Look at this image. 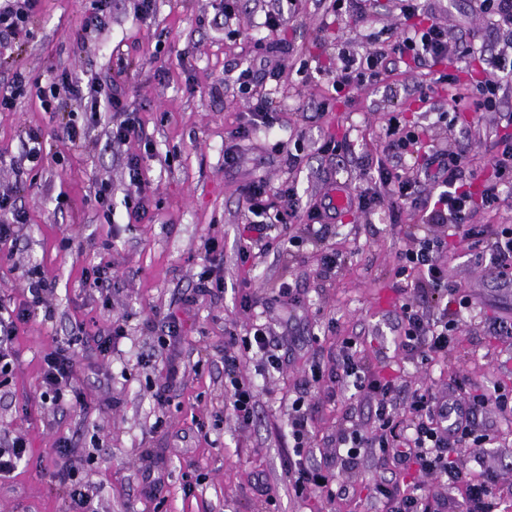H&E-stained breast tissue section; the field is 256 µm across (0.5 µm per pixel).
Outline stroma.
Returning a JSON list of instances; mask_svg holds the SVG:
<instances>
[{
  "instance_id": "stroma-1",
  "label": "stroma",
  "mask_w": 512,
  "mask_h": 512,
  "mask_svg": "<svg viewBox=\"0 0 512 512\" xmlns=\"http://www.w3.org/2000/svg\"><path fill=\"white\" fill-rule=\"evenodd\" d=\"M134 4L116 0L109 29L80 44L75 36L97 0H38L28 38L10 55L0 56V83L18 67L30 84L42 87L63 72L84 81L94 73L115 78L126 91V110L138 116L152 140L144 162L149 211L135 220L125 205L124 162L141 147L134 141L111 145L110 113L88 122L82 142L71 147L64 142L66 111H43L34 92L19 97L12 111L0 112V184L15 179L10 162L23 152L26 128H41L47 151L64 156L61 164L25 171L28 224L16 257L0 251V305L25 299L28 263L41 264L46 276L57 280L53 319L38 314L20 329L13 340L16 362L10 382L0 386V426L29 443L17 471L0 478V512H70L65 489L47 471L62 437L70 440L82 477L98 490L97 512H383L382 503L366 491L391 475V464L378 458L335 476V484L353 486L354 495L331 503L319 497L301 500L289 491L284 471L292 444L287 409L302 390L308 367L316 362L332 369L342 340L356 336L366 368L400 377L412 389L427 383L453 395L462 382L470 388L494 381L512 388V344L472 325L464 327L447 358L429 365L395 348V272L402 235L411 222L406 208L395 212L385 204L367 216L343 210L335 242L347 262L333 280L317 276L318 256L308 244L289 253L269 250L240 264L239 233L248 219L243 189L261 176L273 189L296 180L305 200L323 198L336 182L346 191L358 190L368 159L382 148L389 113H402L412 123L430 103L447 101V87L433 85L432 74L454 73L462 89L470 85L468 69L486 75V64L478 58L457 68L443 61L429 71L385 77L322 113L318 107L331 86L322 75L304 79L298 72L300 59L312 55L332 69L339 47L363 51L370 36L383 41L431 16L454 36L484 29L489 20L475 15L467 0H427L430 16L410 21L394 0H372L369 24L336 18L329 0H301V20L279 32L290 52L265 59L254 46L263 35L256 24L264 18L255 0H240L237 20L227 26L220 23V0H156L153 16L144 21L135 18ZM262 60L278 74L262 86L279 107L278 122L270 132L242 143L237 166L228 169L224 143L246 111L235 71ZM305 113L310 121H302ZM511 117L512 93L498 111L463 113L474 171L483 170L493 134ZM299 136L304 159L292 177L283 152ZM330 137L348 139L349 155L321 153L322 140ZM103 179L112 185L104 204L95 196ZM213 235L224 242V291L210 296L198 293L195 284L205 263L200 244ZM99 262L114 270L108 308L81 281L83 267ZM490 273L475 263L465 243H458L448 259L449 283L481 307L498 297ZM281 281L297 284L302 305L267 310L261 320L290 360L259 374L251 354L241 355L240 368L252 378L258 400L253 423L242 429L224 409L225 332L242 336L253 323L239 308L243 294L264 297ZM185 301L190 313L180 345V376L170 391L166 424L158 429L151 390L163 383L167 360L155 355L153 338L164 314ZM116 316L125 319L126 337L109 362L98 364L89 350L77 357L76 383L86 394L87 413L56 414L42 407L44 352L71 336L75 324L104 326ZM311 398L318 435L313 455L318 458L328 453L325 436L345 416L366 418L368 404L328 375L312 386ZM200 421L205 424L201 432L196 429ZM485 423L497 435L498 447L485 450L483 463L464 453L459 464L469 471L481 465L497 470L501 501L512 506V420L489 414ZM145 452L167 475L155 497L146 493L139 473ZM189 480L195 483L190 492L184 487ZM257 481L271 485L275 504L250 494Z\"/></svg>"
}]
</instances>
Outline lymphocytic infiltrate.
I'll return each instance as SVG.
<instances>
[{"mask_svg":"<svg viewBox=\"0 0 512 512\" xmlns=\"http://www.w3.org/2000/svg\"><path fill=\"white\" fill-rule=\"evenodd\" d=\"M36 5L37 0H0V47L11 45L27 32ZM477 7L493 19L490 41L496 53L493 71L478 83L471 108L495 112L505 93L512 90V0H477ZM477 38L474 32L465 38L453 36L446 26L433 22L403 29L394 42L385 46L373 45L360 53L339 49L340 64L332 88L342 98L377 79L390 65L402 63L418 68L430 62L460 61L474 54ZM265 79V74L249 67L236 78L239 93L250 96L251 102L243 123L230 133L224 146L226 167L237 165L240 142L248 140L258 126H270L275 121L277 109L272 99L253 93ZM36 96L47 112H57L69 101L82 103L93 115L103 110L111 112V143L122 145L135 138L142 141L144 150L152 148L137 116L126 111L121 88L113 81L95 77L84 83L62 73L48 86L37 87ZM427 134L426 128L407 127L389 118L371 182L352 196L350 203L364 215L385 202L410 209L414 222L404 233L397 270L400 282L395 287L399 344L408 354L432 359L447 356L462 332L463 313L474 309L471 296L448 283L449 238L487 243L489 266L495 277L504 286L512 285V224H492L479 232L472 227L479 210L499 208L501 185L512 183V137H499L498 149L489 160L495 178L476 193L464 179L468 142L451 136L438 144L429 141ZM416 152L423 155L420 169L399 168L402 154ZM23 190L19 180L0 188V247L16 245L28 222L27 212L19 203ZM244 199L250 219L243 227L239 246L241 262L253 259L255 245L278 235L292 246L305 237L321 248L318 277H330L341 267L342 254L326 245L331 227L330 209L325 203L302 206L296 187L289 185L274 192L261 176L246 186ZM27 291L25 303L7 309L0 317V386L7 383L13 370L12 340L19 327L30 321L33 308L49 304L52 289L38 268L28 271ZM273 343L271 330L264 323L253 325L242 337L228 334L224 341L225 397L239 427L252 424L257 401L253 383L240 371L235 350L243 348L257 361L275 367L279 361L271 351ZM75 364L76 351L70 340L57 343L42 357L40 399L52 411L80 413L86 408L85 397L76 384ZM336 369L337 383L349 382L366 391L372 427L367 430L354 423L340 429L329 439L334 449L332 457L322 464L312 462L314 407L304 397L294 399L288 411L293 455L287 458L286 468L296 497L330 500L348 495L347 486L333 487V470H353L365 458L381 456L392 458L395 470L391 478L374 484L371 495L390 504V512H447L452 490L461 494L460 512H499L494 492L496 475L487 470L463 472L457 457L466 451L480 455L491 443L490 434L479 427V418L493 411L511 419L512 393L498 386L491 390L477 388L450 401L425 385L402 394L395 380L368 375L358 357L357 343L350 338L342 343ZM55 449L60 463L52 477L64 486L72 512H94V491L71 462L69 440L58 439ZM427 478L433 481L428 488L423 485Z\"/></svg>","mask_w":512,"mask_h":512,"instance_id":"obj_1","label":"lymphocytic infiltrate"}]
</instances>
